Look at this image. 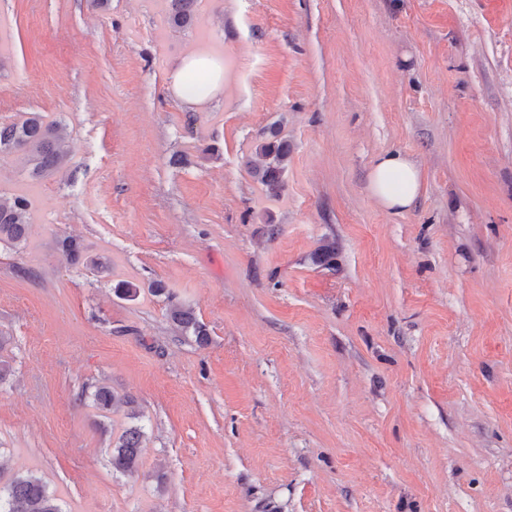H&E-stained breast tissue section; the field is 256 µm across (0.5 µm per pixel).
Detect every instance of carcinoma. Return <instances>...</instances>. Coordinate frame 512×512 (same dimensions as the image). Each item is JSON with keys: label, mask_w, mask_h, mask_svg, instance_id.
<instances>
[{"label": "carcinoma", "mask_w": 512, "mask_h": 512, "mask_svg": "<svg viewBox=\"0 0 512 512\" xmlns=\"http://www.w3.org/2000/svg\"><path fill=\"white\" fill-rule=\"evenodd\" d=\"M195 0H170L171 20L174 25L183 27L193 20ZM22 152L32 178H44L63 170L67 154L62 146L58 124L46 122L33 112L19 122L0 125V157ZM263 163L253 168L252 173L273 193L282 187V176L288 165V143L267 141L256 149ZM29 203L23 196L12 199L0 198V243L20 245L26 242L30 222ZM58 249L72 265L86 264L99 272L110 271V260L104 256H88L84 246L75 238L67 236L58 240ZM156 294H167L170 305V318L187 336L206 343L208 332L193 311L173 302V295L156 283ZM93 406L102 416H107L118 402L116 395L106 385H98L92 395ZM142 428L131 427L125 430L113 443L110 463L112 470L121 474H132L139 468ZM0 512H64L58 498L50 491L48 484L33 473L11 475L3 480L0 473Z\"/></svg>", "instance_id": "carcinoma-1"}]
</instances>
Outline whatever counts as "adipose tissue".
<instances>
[{"label": "adipose tissue", "instance_id": "ef3b65f1", "mask_svg": "<svg viewBox=\"0 0 512 512\" xmlns=\"http://www.w3.org/2000/svg\"><path fill=\"white\" fill-rule=\"evenodd\" d=\"M175 95L194 105L220 96L224 91V67L219 56L192 53L171 74ZM420 169L406 154H380L369 174V190L387 210L403 211L415 202L420 189Z\"/></svg>", "mask_w": 512, "mask_h": 512}]
</instances>
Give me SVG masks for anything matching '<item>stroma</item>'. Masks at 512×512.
I'll return each mask as SVG.
<instances>
[{
  "instance_id": "35a3bbf8",
  "label": "stroma",
  "mask_w": 512,
  "mask_h": 512,
  "mask_svg": "<svg viewBox=\"0 0 512 512\" xmlns=\"http://www.w3.org/2000/svg\"><path fill=\"white\" fill-rule=\"evenodd\" d=\"M199 50L224 92L190 106ZM31 112L69 175L0 158L32 224L0 244L1 472L64 512H512V0H197L182 28L168 0H0V124ZM390 150L422 176L399 213L369 191ZM100 384L141 414L134 474ZM175 95L188 105L220 96L224 91V67L219 56L192 53L171 73ZM263 163L253 168L252 173L273 193L282 187V176L288 165V143L285 141H267L256 149ZM58 249L72 265H92L100 273L110 271V260L104 256H86L84 246L70 236L58 240ZM168 301L170 305V318L178 325L182 332L187 336H194L195 340L200 343H206L208 332L203 323H200L193 311L180 304L174 303L173 295H168ZM143 435L141 427H131L119 436L112 446V471L132 474L138 470Z\"/></svg>"
}]
</instances>
